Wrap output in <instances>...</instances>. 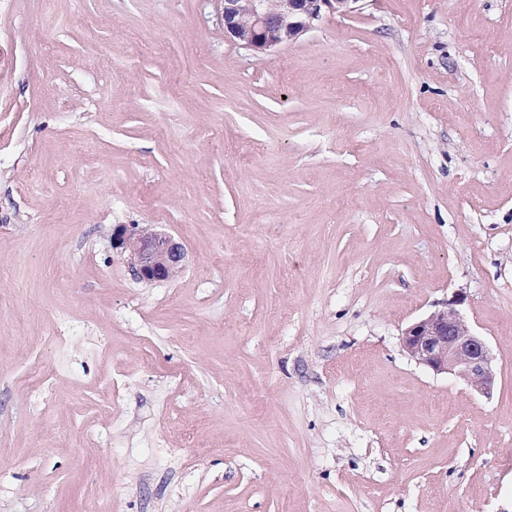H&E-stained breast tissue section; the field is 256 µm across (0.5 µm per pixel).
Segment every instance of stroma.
<instances>
[{"instance_id":"35a3bbf8","label":"stroma","mask_w":512,"mask_h":512,"mask_svg":"<svg viewBox=\"0 0 512 512\" xmlns=\"http://www.w3.org/2000/svg\"><path fill=\"white\" fill-rule=\"evenodd\" d=\"M458 293L488 398L401 345ZM0 512H512V0H0ZM224 20V38L265 55L293 42L327 17L352 14L362 0H280L276 11H269L266 0H220ZM250 18L249 28L240 26V18ZM153 226L120 225L113 233L112 246L127 254L139 280H172L182 271L184 248L171 236L157 233Z\"/></svg>"}]
</instances>
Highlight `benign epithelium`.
<instances>
[{
  "label": "benign epithelium",
  "instance_id": "obj_1",
  "mask_svg": "<svg viewBox=\"0 0 512 512\" xmlns=\"http://www.w3.org/2000/svg\"><path fill=\"white\" fill-rule=\"evenodd\" d=\"M361 0H280L268 10L266 0H220L224 38L265 55L317 28L326 18L352 14ZM112 246L127 254L134 274L145 282L172 280L179 275L184 248L174 238L156 232L152 225H120ZM465 297L457 294L446 306L408 326L402 345L418 364L436 374H451L473 391L489 396L497 382L491 349L461 313Z\"/></svg>",
  "mask_w": 512,
  "mask_h": 512
}]
</instances>
